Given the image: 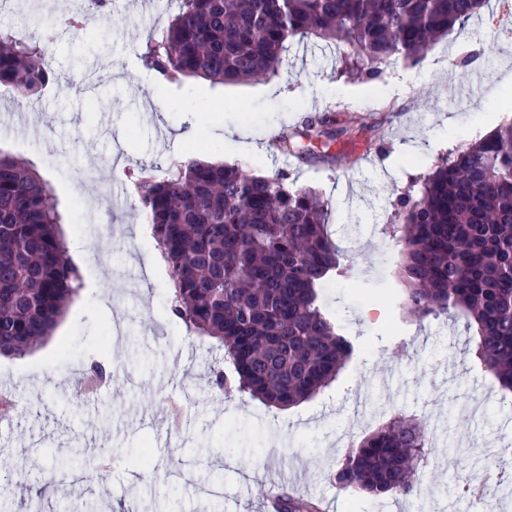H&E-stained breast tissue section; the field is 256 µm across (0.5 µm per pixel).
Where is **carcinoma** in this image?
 Segmentation results:
<instances>
[{
    "instance_id": "obj_1",
    "label": "carcinoma",
    "mask_w": 512,
    "mask_h": 512,
    "mask_svg": "<svg viewBox=\"0 0 512 512\" xmlns=\"http://www.w3.org/2000/svg\"><path fill=\"white\" fill-rule=\"evenodd\" d=\"M180 11L140 55L160 79L233 84L278 73L288 41L311 37L347 46L353 66L414 63L435 40L477 16L486 0H180ZM60 80L43 45L0 30V85L19 99ZM349 134L333 114L307 117L279 137L288 157L314 140ZM288 176L248 175L235 165L189 159L158 176L138 169L135 200L151 224L173 283L171 314L218 340L232 374L212 386L288 409L336 380L352 342L320 300L349 278L325 223V203ZM396 286L404 314L422 323L454 310L475 328V355L512 392V123L461 147L425 178L421 195L400 196ZM48 182L0 153V355H24L51 335L80 288L57 225ZM426 422L396 413L338 461L330 479L373 497L414 495ZM280 512H317L283 495Z\"/></svg>"
}]
</instances>
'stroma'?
<instances>
[{
	"instance_id": "1",
	"label": "stroma",
	"mask_w": 512,
	"mask_h": 512,
	"mask_svg": "<svg viewBox=\"0 0 512 512\" xmlns=\"http://www.w3.org/2000/svg\"><path fill=\"white\" fill-rule=\"evenodd\" d=\"M177 10V0H120L109 49L90 47L81 34L47 44L66 90L43 102L0 93V151L48 181L64 242L85 252L82 288L51 337L24 356L0 357V397L11 399L0 405V462L17 489L0 512H132L134 499L141 512H157L163 499L173 512H269L268 499L283 491L318 502L321 512H448L474 460L499 467L500 447L485 441L512 438V393H491L463 317H400L384 286L397 259L387 230L399 221V195H418L475 129L512 119V0H488L455 43L440 41L416 64H392L375 78L346 74V47L312 38L291 45L278 76L226 85L164 84L143 66L149 31L166 28ZM477 57L482 89L459 100L470 76L460 61ZM91 70L117 78L82 87ZM327 111L363 120L331 146L334 163L298 167L270 147L272 128ZM196 122L202 134L185 137ZM188 157L263 176L286 172L313 188L328 204L334 242L357 279L371 284L366 292L344 280L323 288L354 353L335 381L290 409L211 388L223 349L169 315L168 266L146 263L158 248L131 182L139 166L163 171ZM89 161L123 169L111 210L100 207L98 183H73L74 169ZM106 223L112 233L100 235ZM95 359L105 385L78 390ZM476 393L487 396L479 413L467 406ZM400 410L429 423L430 462L420 475L428 496L373 499L338 489L328 475L345 447ZM461 439L474 453H449ZM77 448L83 461L107 462V483L39 492L51 456ZM146 450L151 465L134 467Z\"/></svg>"
}]
</instances>
